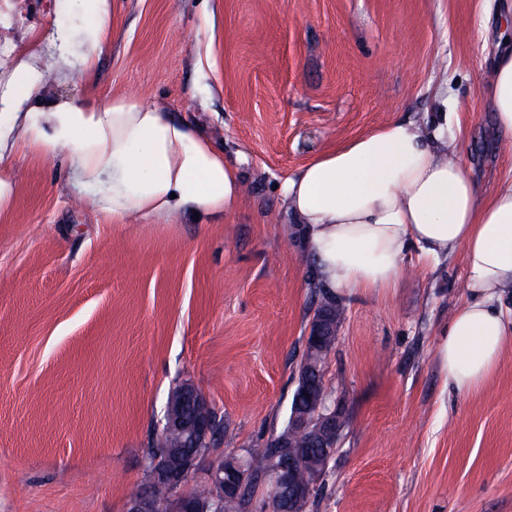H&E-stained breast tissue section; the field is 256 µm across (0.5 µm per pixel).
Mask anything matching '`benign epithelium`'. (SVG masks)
Here are the masks:
<instances>
[{
	"label": "benign epithelium",
	"instance_id": "7a95c632",
	"mask_svg": "<svg viewBox=\"0 0 512 512\" xmlns=\"http://www.w3.org/2000/svg\"><path fill=\"white\" fill-rule=\"evenodd\" d=\"M340 321L322 311L314 315L306 336L305 350L330 353ZM213 412L206 397L193 385H186L171 395L166 413L165 430L179 437V442L164 449L150 466L151 481L148 489L132 495L126 512H158V491L174 494L177 501L175 512H223L224 497L240 498L254 481L243 456L232 455L229 461L222 457L212 459L206 467L208 498L198 499L183 491V486L194 473L199 462L195 449L202 447L211 436ZM342 426V409L329 405L323 389L313 392L312 409L307 414L295 413L288 418V429L280 439L279 447H288V437L306 435L310 446L333 454L337 448ZM314 474V481L303 483L296 477L298 461L285 458L272 474L263 480L278 490L275 502L267 505L264 512H291L294 505L312 497L319 478L318 457L305 459Z\"/></svg>",
	"mask_w": 512,
	"mask_h": 512
}]
</instances>
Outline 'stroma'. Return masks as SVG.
Returning <instances> with one entry per match:
<instances>
[{
  "label": "stroma",
  "instance_id": "obj_1",
  "mask_svg": "<svg viewBox=\"0 0 512 512\" xmlns=\"http://www.w3.org/2000/svg\"><path fill=\"white\" fill-rule=\"evenodd\" d=\"M501 0H112L93 80L54 99L133 95L195 124L238 167L226 216L115 224L57 159L10 158L0 215V512H124L150 482L171 392L216 416L212 454L287 421L318 306L281 186L324 150L448 109L485 192L512 181V137L478 77L512 39ZM80 0H0V75ZM461 254L407 258L387 293L344 300L325 366L344 406L308 512H512V349L478 389L445 385L436 349L467 300Z\"/></svg>",
  "mask_w": 512,
  "mask_h": 512
}]
</instances>
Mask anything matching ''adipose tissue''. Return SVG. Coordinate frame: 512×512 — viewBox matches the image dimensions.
<instances>
[{"mask_svg": "<svg viewBox=\"0 0 512 512\" xmlns=\"http://www.w3.org/2000/svg\"><path fill=\"white\" fill-rule=\"evenodd\" d=\"M92 20L80 35L64 27L41 39L56 47L21 49L0 80V214L12 206L7 160L18 153L61 159L87 204L113 223L170 222L185 210L231 213L242 199L237 167L191 123L144 100L44 96L43 72L92 76L112 19V0H83ZM488 95L497 126L512 134V47L498 46ZM41 109L26 108L30 99ZM438 112L349 139L302 166L283 184L316 283L346 299L386 292L408 255L435 262L462 254L470 299L440 334L446 382L465 394L480 387L512 346V183L484 195L460 157L459 131Z\"/></svg>", "mask_w": 512, "mask_h": 512, "instance_id": "obj_1", "label": "adipose tissue"}]
</instances>
